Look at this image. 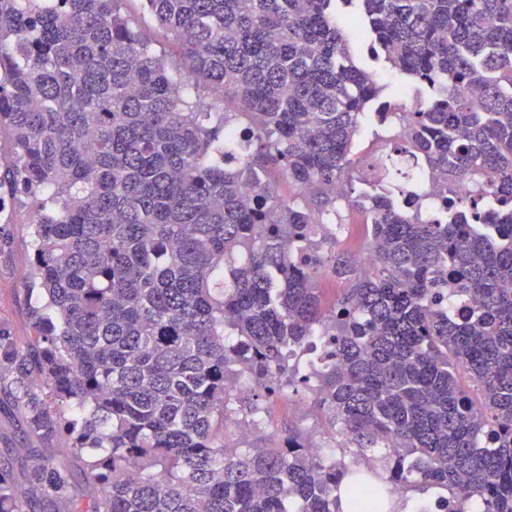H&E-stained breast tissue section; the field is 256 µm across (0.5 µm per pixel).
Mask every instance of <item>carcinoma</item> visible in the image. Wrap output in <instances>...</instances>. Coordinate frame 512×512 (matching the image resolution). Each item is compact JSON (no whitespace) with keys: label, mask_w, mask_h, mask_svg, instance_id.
<instances>
[{"label":"carcinoma","mask_w":512,"mask_h":512,"mask_svg":"<svg viewBox=\"0 0 512 512\" xmlns=\"http://www.w3.org/2000/svg\"><path fill=\"white\" fill-rule=\"evenodd\" d=\"M122 2L0 0V223L19 199L39 214L27 291L45 299L25 343L0 330V383L45 444L24 484L0 467V512H342L343 491L384 512L395 488L512 512V0H142L176 80ZM361 42L426 109L377 104ZM371 117L401 127L372 164L395 188L357 193ZM462 181L491 188L469 217L448 199ZM339 205L365 215L369 271ZM314 336L330 364L312 385L290 360ZM285 384L364 461L384 450L385 474L292 428L228 447V416ZM122 11L128 18L135 20L136 29L151 51L167 54L170 72L175 76L180 66V59L171 39L148 17H144L139 0H127L122 4Z\"/></svg>","instance_id":"obj_1"}]
</instances>
